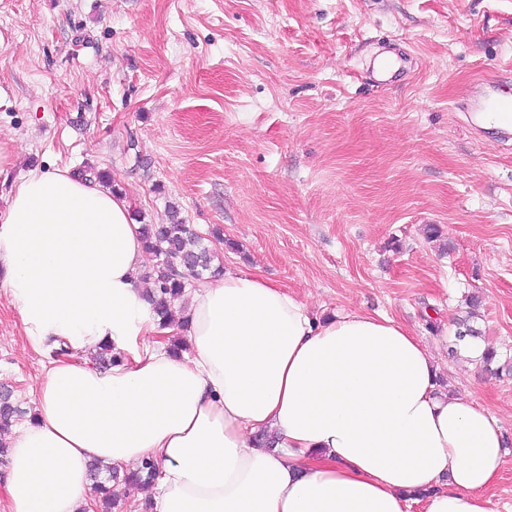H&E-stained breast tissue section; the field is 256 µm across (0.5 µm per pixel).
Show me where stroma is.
I'll list each match as a JSON object with an SVG mask.
<instances>
[{"label":"stroma","instance_id":"stroma-1","mask_svg":"<svg viewBox=\"0 0 512 512\" xmlns=\"http://www.w3.org/2000/svg\"><path fill=\"white\" fill-rule=\"evenodd\" d=\"M384 44L407 84H369ZM489 68L512 82V0H0V143L12 181L107 171L145 222L176 206L224 269L322 318L407 326L447 389L500 418L512 512V372L453 346L475 295L473 328L512 363V140L459 110ZM47 363L0 288V385L21 408Z\"/></svg>","mask_w":512,"mask_h":512}]
</instances>
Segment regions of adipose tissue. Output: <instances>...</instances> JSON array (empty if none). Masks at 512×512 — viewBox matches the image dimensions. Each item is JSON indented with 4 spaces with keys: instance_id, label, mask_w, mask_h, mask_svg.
Returning <instances> with one entry per match:
<instances>
[{
    "instance_id": "adipose-tissue-1",
    "label": "adipose tissue",
    "mask_w": 512,
    "mask_h": 512,
    "mask_svg": "<svg viewBox=\"0 0 512 512\" xmlns=\"http://www.w3.org/2000/svg\"><path fill=\"white\" fill-rule=\"evenodd\" d=\"M126 196L34 169L0 212V287L29 344L66 342L12 428L9 512H91L88 465L157 463L152 512H498L500 419L438 389L430 348L365 311L315 317L245 271L188 295L189 353L143 297ZM125 355L103 370V343ZM274 448L254 444L258 432Z\"/></svg>"
}]
</instances>
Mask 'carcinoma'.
<instances>
[{
	"instance_id": "obj_1",
	"label": "carcinoma",
	"mask_w": 512,
	"mask_h": 512,
	"mask_svg": "<svg viewBox=\"0 0 512 512\" xmlns=\"http://www.w3.org/2000/svg\"><path fill=\"white\" fill-rule=\"evenodd\" d=\"M140 234L144 248L159 257V264L145 272L143 278L153 283V289L145 293V299L161 326L165 327L171 323L174 303L185 295L188 278L214 277L223 272V267L214 264L216 255L213 250L204 245L203 237L173 206L169 208L168 223L143 224ZM92 360L103 368L124 362L123 356L114 353L110 345L99 347ZM23 414L24 411L12 401V391L0 387V435L21 420ZM156 471V465L150 459L134 469H110L112 485L95 484L97 512H123L120 486L149 484L154 481Z\"/></svg>"
}]
</instances>
